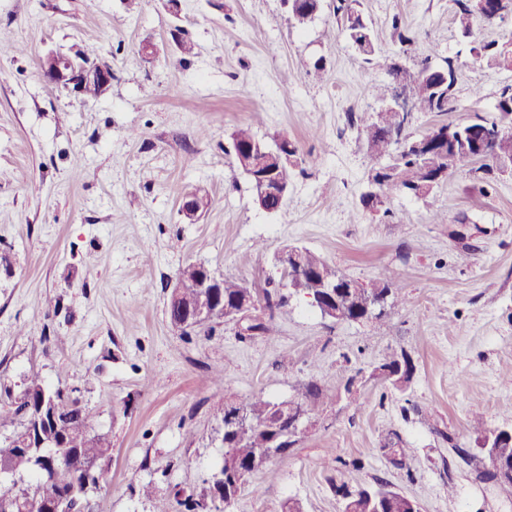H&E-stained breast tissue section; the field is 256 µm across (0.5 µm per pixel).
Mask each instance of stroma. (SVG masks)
Segmentation results:
<instances>
[{
  "mask_svg": "<svg viewBox=\"0 0 512 512\" xmlns=\"http://www.w3.org/2000/svg\"><path fill=\"white\" fill-rule=\"evenodd\" d=\"M360 3L378 46L369 62L327 6L299 29L282 0H143L135 11L125 0H0V413L32 375L74 388L112 445L89 493L95 512H153L146 484L160 498L200 495L224 455L225 400H285L310 384L328 395L312 426L227 512H341L342 483L386 484L422 512H512V487L479 478L470 427L476 413L512 426V172L488 179L464 162L429 194L372 211L357 123L382 108L375 88L397 56L410 67L457 59L449 120L492 112L512 66L472 49L512 43V17L465 36L453 0ZM179 29L192 54L178 51ZM89 43L112 65L105 94L43 79L46 52ZM240 126L316 159L278 212L256 206L235 164ZM191 192L207 199L192 221L181 212ZM289 245L365 283L393 271L404 298L378 327L324 318L280 285L273 256ZM190 263L283 296L256 311L275 336L173 327L170 295ZM394 350L415 364L403 390L372 376ZM388 441L408 449L403 466L381 454Z\"/></svg>",
  "mask_w": 512,
  "mask_h": 512,
  "instance_id": "1",
  "label": "stroma"
}]
</instances>
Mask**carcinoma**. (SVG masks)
Masks as SVG:
<instances>
[{"instance_id":"obj_1","label":"carcinoma","mask_w":512,"mask_h":512,"mask_svg":"<svg viewBox=\"0 0 512 512\" xmlns=\"http://www.w3.org/2000/svg\"><path fill=\"white\" fill-rule=\"evenodd\" d=\"M482 0H454V23L462 34L471 32L473 25L484 22ZM360 0H336L333 10L343 21L348 37L355 49L365 60H370L376 52L377 45L370 29L361 22ZM323 8V0H299L298 6L289 10L288 19L296 27H304L317 15L316 9ZM478 59L491 65H500L512 61V50L507 44L489 41L479 44ZM458 67L456 59L448 57L441 66H432L425 61L416 68L402 67L390 72L392 82H399L414 98V110L434 112L440 115L451 112L456 102V80L451 78ZM361 133L367 145L371 168L370 181L379 183L382 197L393 193H419L427 181L442 183L448 175L468 155L482 153V160L489 169L501 172L512 171V88H502L494 114L480 112L463 123L461 129L466 131L462 137L448 139L445 131L457 123L448 121L436 124L429 132L431 139L425 147V153H402L398 150L397 139L402 136L405 118L390 109L373 116L365 113L358 117ZM487 128L499 129L497 141L478 151L473 147L472 139L479 137ZM264 142L256 138L249 129L239 128L232 134V148L236 165L247 162L250 156L244 150ZM272 171L279 181L288 184L293 178V169L284 160L272 158L263 167ZM304 266L319 267L331 279H340L344 287V296L352 307L367 303L380 302L390 308L401 294L403 285L391 271H386L376 283L368 286L353 279L329 264L323 257L307 249L299 248ZM224 300L232 303L250 299L252 310H257L259 302L255 289L244 281L223 277ZM178 291L184 301L198 302L204 299L198 288V279L188 276L178 283ZM54 388L45 384L39 377L31 378L23 398L14 409L13 415L17 425L8 436L0 438V469H9L19 475L24 473L32 477L26 485H0V512H20L19 505L35 499L44 486L49 485L64 491H71L81 486L83 467L102 465L110 458L112 445L103 436L94 433V414L83 405L80 399H74L75 408L59 427L45 422L40 428L39 437L48 447L26 453L16 446L17 439L26 432L31 417L37 414L42 405L48 403ZM322 397V390L315 386L306 387L305 393L298 398L288 399L293 406L310 407ZM279 401L256 395L244 404L249 422L233 429L224 436V459L207 490L197 499L188 498L178 502L184 507L183 512H201L202 505H207L206 512H223L220 505L234 501L247 482V477L260 470L276 458L288 455V449L278 448L273 453L263 451L264 433L261 424L273 412ZM64 438L67 454L61 458L55 455L51 444ZM407 496L390 490L382 484L369 488L356 500L343 504L342 512H407Z\"/></svg>"}]
</instances>
